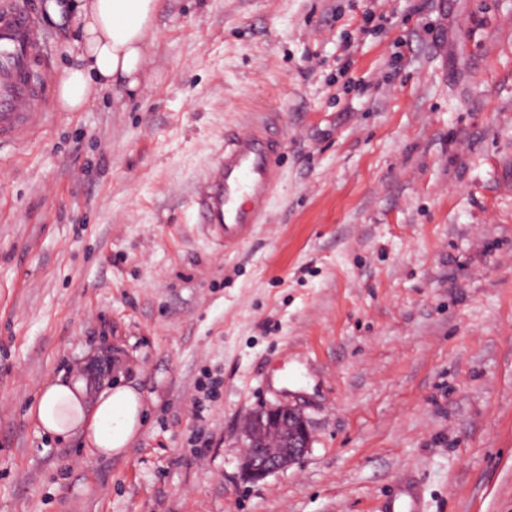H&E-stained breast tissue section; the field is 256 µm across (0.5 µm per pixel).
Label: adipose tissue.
<instances>
[{"label":"adipose tissue","instance_id":"1","mask_svg":"<svg viewBox=\"0 0 512 512\" xmlns=\"http://www.w3.org/2000/svg\"><path fill=\"white\" fill-rule=\"evenodd\" d=\"M41 8L50 23L74 34L80 49L78 65L59 82L61 111H82L100 87H139L158 0H43ZM145 413L146 395L127 381L122 362L109 377L90 360L45 384L26 417L38 434L63 444L80 438L88 455L109 458L129 450Z\"/></svg>","mask_w":512,"mask_h":512}]
</instances>
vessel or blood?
<instances>
[{
    "mask_svg": "<svg viewBox=\"0 0 512 512\" xmlns=\"http://www.w3.org/2000/svg\"><path fill=\"white\" fill-rule=\"evenodd\" d=\"M43 41L34 16L15 0H0V143L26 140L41 123L44 75L34 68ZM281 143L268 125L224 136V154L214 165L195 203L204 224L223 236L225 247L247 241L265 213L278 179ZM385 512H422L414 490H391Z\"/></svg>",
    "mask_w": 512,
    "mask_h": 512,
    "instance_id": "1",
    "label": "vessel or blood"
}]
</instances>
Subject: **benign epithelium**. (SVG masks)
I'll use <instances>...</instances> for the list:
<instances>
[{"mask_svg": "<svg viewBox=\"0 0 512 512\" xmlns=\"http://www.w3.org/2000/svg\"><path fill=\"white\" fill-rule=\"evenodd\" d=\"M311 445V430L301 409L283 403L251 416L242 449V468L252 479L299 463Z\"/></svg>", "mask_w": 512, "mask_h": 512, "instance_id": "benign-epithelium-1", "label": "benign epithelium"}]
</instances>
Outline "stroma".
I'll list each match as a JSON object with an SVG mask.
<instances>
[{
  "instance_id": "stroma-1",
  "label": "stroma",
  "mask_w": 512,
  "mask_h": 512,
  "mask_svg": "<svg viewBox=\"0 0 512 512\" xmlns=\"http://www.w3.org/2000/svg\"><path fill=\"white\" fill-rule=\"evenodd\" d=\"M0 146V512H512V0H160L135 96ZM356 51L350 68L339 58ZM277 131L243 245L194 192L225 132ZM155 403L87 458L24 414L96 345ZM289 402L297 465L247 477ZM311 430L301 409L283 403L251 416L242 449V468L252 479L284 471L308 453ZM384 509L386 512H421L422 507L414 490L405 484L398 485L388 495Z\"/></svg>"
}]
</instances>
